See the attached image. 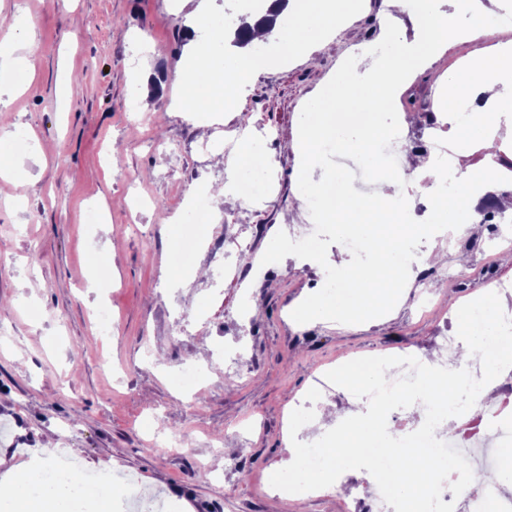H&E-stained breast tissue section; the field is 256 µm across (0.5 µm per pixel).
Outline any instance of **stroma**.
<instances>
[{"label": "stroma", "mask_w": 512, "mask_h": 512, "mask_svg": "<svg viewBox=\"0 0 512 512\" xmlns=\"http://www.w3.org/2000/svg\"><path fill=\"white\" fill-rule=\"evenodd\" d=\"M200 5L219 19L230 0H0L25 25L28 59L0 112V483L11 468L43 462L106 478L111 512H271L270 476L292 455L283 422L316 377L355 356L434 355L456 309L512 281V234L497 237L483 201L472 214L479 235L416 250L445 254L458 282L439 280L424 306L406 285L391 312L362 324L292 319L325 276L313 261L258 264L245 286L217 277L225 237L250 236L259 260L297 224L298 127L340 61L377 43L383 0H367L311 59L260 45L269 67L224 112L186 111L174 84L195 55L186 34ZM438 96L420 71L393 112L376 116L389 125L394 112L413 114L400 162L429 139L447 148L448 130L434 122ZM218 138L253 146L255 197L217 194L227 172L197 147ZM202 188L216 193L214 221L200 229L215 249H200L192 272L177 275L170 250ZM90 206L103 223L87 224ZM104 303L112 321L103 327L93 313ZM238 351L241 371L225 376V356ZM184 367L200 370L198 392L174 386ZM164 435L181 448L163 447ZM131 479L136 502L124 498Z\"/></svg>", "instance_id": "1"}]
</instances>
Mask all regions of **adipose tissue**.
Masks as SVG:
<instances>
[{"instance_id":"adipose-tissue-1","label":"adipose tissue","mask_w":512,"mask_h":512,"mask_svg":"<svg viewBox=\"0 0 512 512\" xmlns=\"http://www.w3.org/2000/svg\"><path fill=\"white\" fill-rule=\"evenodd\" d=\"M456 14H441L436 0H384L380 39L384 57L375 50L361 49L350 58L348 67L336 76L328 97L351 107L359 124L356 129L336 127L325 118L323 106L312 107L295 141L300 175L322 159L319 145L333 141L375 162V147L391 131L406 129L408 117L394 112L393 96L406 74L425 70L447 50L473 39L476 32L489 26L494 15L483 0H456ZM363 0H288L272 27L253 28L250 46L236 47L224 56L223 67L192 64L177 71L179 86L189 111H219L238 104L240 95L268 66V60L255 47L277 40L283 56L306 55L315 45L329 41L336 30L358 14ZM472 18L469 26L456 22L457 14ZM409 15L415 21L414 34L405 37L396 27L397 15ZM439 116L448 125V141L456 151L480 144L485 152L478 168L452 166L447 170L455 194L439 199L442 209L465 210L478 196L494 189L499 181L500 153L512 149V39L497 41L458 59L448 70L438 72ZM394 112L392 129L369 127L363 119L381 112ZM431 159L415 156L407 172L391 174L386 168L375 171L376 192L359 202L348 196L337 198V215L360 218L383 216V236L375 244L376 258L347 271L345 287L350 288L359 315L372 316L387 310L397 295L401 271L392 261L397 238L412 235L416 227L402 223L407 187L415 175L431 169Z\"/></svg>"}]
</instances>
